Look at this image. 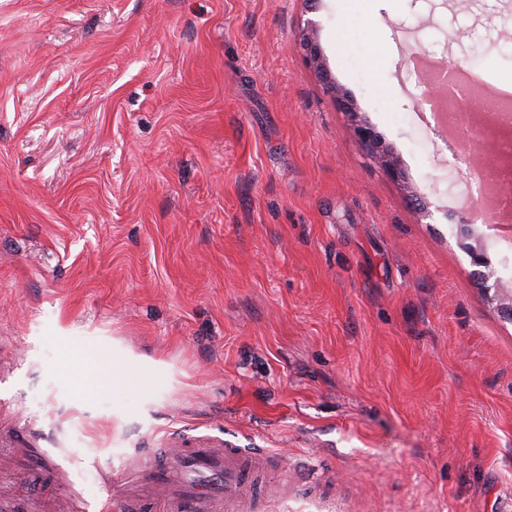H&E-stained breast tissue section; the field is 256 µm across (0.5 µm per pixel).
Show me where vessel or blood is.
I'll list each match as a JSON object with an SVG mask.
<instances>
[{"label": "vessel or blood", "mask_w": 512, "mask_h": 512, "mask_svg": "<svg viewBox=\"0 0 512 512\" xmlns=\"http://www.w3.org/2000/svg\"><path fill=\"white\" fill-rule=\"evenodd\" d=\"M163 462L153 450L128 459L116 474H105L101 498L75 502L57 498L55 512H264L266 504L251 498L247 483L269 454L261 448H238L223 433L177 432L166 437ZM42 467L40 483L56 488L71 480L66 464Z\"/></svg>", "instance_id": "obj_1"}]
</instances>
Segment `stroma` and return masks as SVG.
Segmentation results:
<instances>
[{"label":"stroma","mask_w":512,"mask_h":512,"mask_svg":"<svg viewBox=\"0 0 512 512\" xmlns=\"http://www.w3.org/2000/svg\"><path fill=\"white\" fill-rule=\"evenodd\" d=\"M415 48L512 83V0H0V430L74 499L214 427L276 453L268 512H512V324L457 232L488 134L435 132ZM120 351L155 374L113 390ZM299 45L305 63L320 76L326 93L336 102V106L342 112H346L354 122V133L362 150L386 175L394 179L403 178L400 161L394 149L367 121L360 118L356 103L340 85L329 77L323 68L321 50L316 41L308 33H303ZM28 455V463L33 466L41 467L42 460L37 457ZM43 474L40 475V483L44 488H58L71 481V472L69 467L64 463H58L55 466L42 468Z\"/></svg>","instance_id":"obj_1"}]
</instances>
